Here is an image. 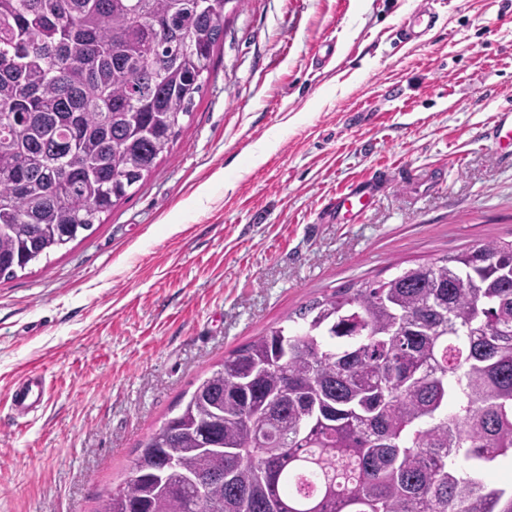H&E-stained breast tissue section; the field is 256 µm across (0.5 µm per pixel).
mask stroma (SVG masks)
<instances>
[{
	"mask_svg": "<svg viewBox=\"0 0 512 512\" xmlns=\"http://www.w3.org/2000/svg\"><path fill=\"white\" fill-rule=\"evenodd\" d=\"M416 5L245 0L153 174L0 279V512H95L229 352L398 264L512 240V149L486 138L512 109V0H434L413 47L396 30ZM374 174L388 181L361 217L321 223ZM26 371L52 389L18 417Z\"/></svg>",
	"mask_w": 512,
	"mask_h": 512,
	"instance_id": "stroma-1",
	"label": "stroma"
}]
</instances>
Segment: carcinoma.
Instances as JSON below:
<instances>
[{
    "label": "carcinoma",
    "mask_w": 512,
    "mask_h": 512,
    "mask_svg": "<svg viewBox=\"0 0 512 512\" xmlns=\"http://www.w3.org/2000/svg\"><path fill=\"white\" fill-rule=\"evenodd\" d=\"M243 0H0V279L171 153ZM199 380L98 512H512V241L299 310Z\"/></svg>",
    "instance_id": "1"
}]
</instances>
